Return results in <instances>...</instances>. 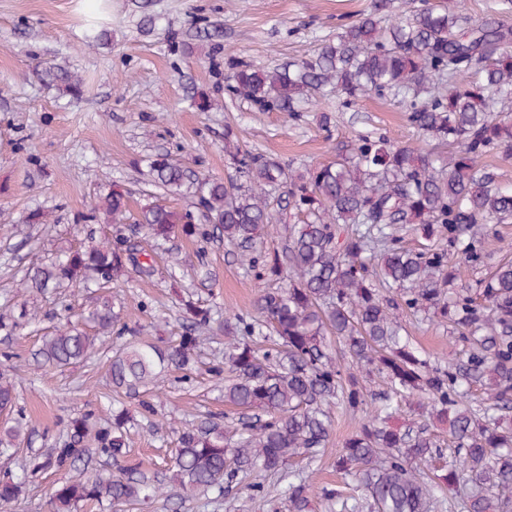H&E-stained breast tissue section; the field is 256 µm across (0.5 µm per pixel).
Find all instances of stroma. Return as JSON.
Here are the masks:
<instances>
[{"instance_id": "35a3bbf8", "label": "stroma", "mask_w": 512, "mask_h": 512, "mask_svg": "<svg viewBox=\"0 0 512 512\" xmlns=\"http://www.w3.org/2000/svg\"><path fill=\"white\" fill-rule=\"evenodd\" d=\"M370 6L371 0H106L98 17L105 41L90 48L84 44L83 0H0V214L6 219L0 226V313L25 309L35 316L33 332L10 336L0 330V366L20 367L18 406L29 425L24 447L53 448L68 420L114 395L107 358L118 338H107L102 358L91 363L55 369L33 360L41 331L59 304L80 312L93 290L43 295L19 286L57 252L108 232V225L78 220L108 185L128 191L131 214L156 199L181 211L191 208L192 197L151 186L149 160L166 154L192 174L238 179L224 150L228 131L240 147L295 171L328 160L336 141L361 130L384 132L403 143L415 140L403 108L388 99L373 98L351 109L332 99L313 102L295 121L284 112L258 111L226 89L229 61L284 65L309 57L335 38L338 25ZM200 18L221 31L217 42L197 39ZM42 61L78 75L81 98L46 84L37 72ZM197 92L209 96L208 110L198 108ZM325 113L331 117L327 130L320 123ZM38 211L48 213L47 223L31 222ZM153 255L151 277L112 286L122 323L140 329L143 338L163 346L181 335L176 279L217 316L251 312L260 282L222 243L178 235ZM406 328L414 344L439 361L454 358L446 327L410 320ZM151 402L162 431L152 435L141 428L130 439L129 462L145 471L166 468L190 421L234 413L202 370L188 379L172 371ZM359 421L335 409L321 458L297 465L310 485L336 483V454ZM65 479L52 470L29 477L19 499L0 505V512H52L51 496Z\"/></svg>"}]
</instances>
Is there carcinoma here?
Instances as JSON below:
<instances>
[{"instance_id":"obj_1","label":"carcinoma","mask_w":512,"mask_h":512,"mask_svg":"<svg viewBox=\"0 0 512 512\" xmlns=\"http://www.w3.org/2000/svg\"><path fill=\"white\" fill-rule=\"evenodd\" d=\"M392 0L342 24L312 58L280 67L231 62L228 90L261 111L298 117L300 104L330 96L345 108L370 98L401 104L418 144L360 131L338 141L334 155L294 175L259 152L227 150L243 183L191 178L166 155L150 165L151 185L170 194L189 190L194 210L152 202L138 225L148 239L180 232L210 242L218 237L246 269L268 282L247 315L224 319V357L209 371L238 413L226 433L212 415L187 425L173 460V484L123 464L128 424L121 411L88 410L68 421L66 435L43 455L30 453L23 476L55 468L70 479L54 495V512H78L88 501L144 506L158 498L231 494L264 496L256 473L286 482L288 512H307L312 497L334 512H512V261H501L475 286L457 285L459 265H486L480 236L491 224H512V188L483 158L512 156V25L463 12L462 0H417L394 20L382 16ZM41 75L77 94L71 72L46 66ZM461 75L468 77L462 86ZM448 148V159L429 145ZM294 211L281 245L275 209ZM128 195L118 188L97 197L82 220L112 227L101 240L38 268L29 288L60 290L110 284L134 272L148 277L126 223ZM417 225L427 244L411 248L401 231ZM186 327L162 350L131 341L112 354V386L147 395L165 386L168 368L192 369L212 331L211 309L180 299ZM437 319L457 347L440 362L402 338L398 312ZM129 332L100 294L75 320L42 337L38 363L62 368L93 361L102 338ZM339 347L331 350L328 337ZM19 367L0 369V416L9 445L27 427L17 406ZM378 375L387 389L374 392ZM484 389L478 402L469 389ZM427 400L424 420L399 421L401 403ZM336 407L363 412L358 430L336 455L342 484L319 490L293 469L327 447ZM444 424L448 448L431 430ZM454 460L440 465L445 450ZM22 479L0 481V502L22 491Z\"/></svg>"}]
</instances>
